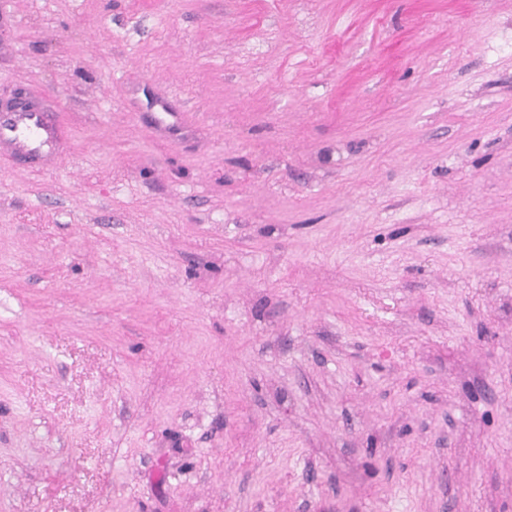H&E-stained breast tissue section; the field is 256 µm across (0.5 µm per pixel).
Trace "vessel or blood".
I'll return each instance as SVG.
<instances>
[{
    "label": "vessel or blood",
    "instance_id": "vessel-or-blood-1",
    "mask_svg": "<svg viewBox=\"0 0 512 512\" xmlns=\"http://www.w3.org/2000/svg\"><path fill=\"white\" fill-rule=\"evenodd\" d=\"M42 99L31 91L0 103V160L33 173L55 169L66 152L59 109Z\"/></svg>",
    "mask_w": 512,
    "mask_h": 512
}]
</instances>
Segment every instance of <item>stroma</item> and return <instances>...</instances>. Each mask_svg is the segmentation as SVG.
<instances>
[{
	"label": "stroma",
	"mask_w": 512,
	"mask_h": 512,
	"mask_svg": "<svg viewBox=\"0 0 512 512\" xmlns=\"http://www.w3.org/2000/svg\"><path fill=\"white\" fill-rule=\"evenodd\" d=\"M30 90L0 512H512V0H0ZM60 115L56 100L39 91L0 103V160L31 173L55 169L66 153Z\"/></svg>",
	"instance_id": "1"
}]
</instances>
